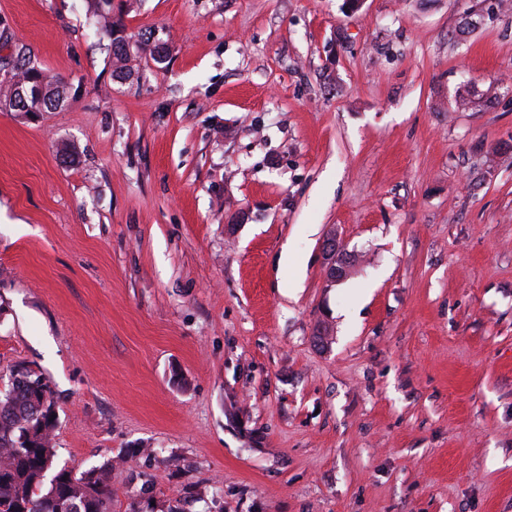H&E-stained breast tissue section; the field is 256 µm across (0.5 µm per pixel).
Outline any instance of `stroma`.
Listing matches in <instances>:
<instances>
[{"instance_id": "1", "label": "stroma", "mask_w": 512, "mask_h": 512, "mask_svg": "<svg viewBox=\"0 0 512 512\" xmlns=\"http://www.w3.org/2000/svg\"><path fill=\"white\" fill-rule=\"evenodd\" d=\"M112 20L164 63L0 0L69 89L0 107V375L58 466L119 462L112 512H512V0ZM326 253L329 256L328 275L331 281L336 282L345 277L354 262V256L340 249L335 236L327 238Z\"/></svg>"}]
</instances>
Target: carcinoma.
<instances>
[{"label": "carcinoma", "mask_w": 512, "mask_h": 512, "mask_svg": "<svg viewBox=\"0 0 512 512\" xmlns=\"http://www.w3.org/2000/svg\"><path fill=\"white\" fill-rule=\"evenodd\" d=\"M94 24L111 36L109 46L116 68L128 61L130 42L110 21L111 0H90ZM0 47L9 50L0 63V102L16 112H45L67 99L66 85L52 80L31 61L30 50L0 33ZM39 86L42 95H29ZM55 401L45 378L27 368L12 371L0 391V512H111L112 490L107 462L77 476L53 470Z\"/></svg>", "instance_id": "1"}]
</instances>
